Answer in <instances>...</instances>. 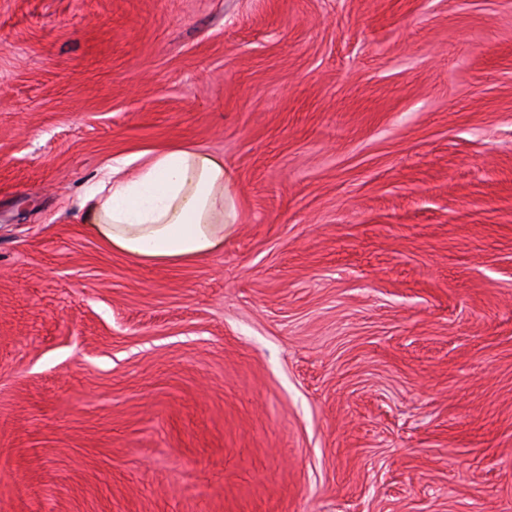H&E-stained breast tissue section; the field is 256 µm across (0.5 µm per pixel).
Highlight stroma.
<instances>
[{
  "instance_id": "35a3bbf8",
  "label": "stroma",
  "mask_w": 512,
  "mask_h": 512,
  "mask_svg": "<svg viewBox=\"0 0 512 512\" xmlns=\"http://www.w3.org/2000/svg\"><path fill=\"white\" fill-rule=\"evenodd\" d=\"M177 143L223 249L104 247ZM0 512H512V0H0ZM132 173L112 164L81 208L108 247L135 262L193 263L222 247L237 222L224 160L192 145L139 154Z\"/></svg>"
}]
</instances>
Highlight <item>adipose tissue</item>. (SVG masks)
<instances>
[{"instance_id": "obj_1", "label": "adipose tissue", "mask_w": 512, "mask_h": 512, "mask_svg": "<svg viewBox=\"0 0 512 512\" xmlns=\"http://www.w3.org/2000/svg\"><path fill=\"white\" fill-rule=\"evenodd\" d=\"M132 173L106 168L81 207L108 247L133 261L195 262L224 245L237 222L223 159L192 145L140 153Z\"/></svg>"}]
</instances>
